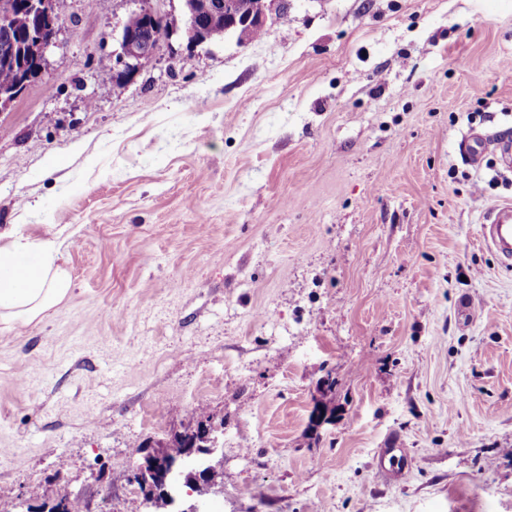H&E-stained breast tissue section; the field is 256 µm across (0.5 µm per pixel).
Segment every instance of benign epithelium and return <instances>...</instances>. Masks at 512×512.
<instances>
[{
	"label": "benign epithelium",
	"mask_w": 512,
	"mask_h": 512,
	"mask_svg": "<svg viewBox=\"0 0 512 512\" xmlns=\"http://www.w3.org/2000/svg\"><path fill=\"white\" fill-rule=\"evenodd\" d=\"M183 14L179 31L191 47L209 43L206 19L222 16L226 24L227 37L236 39L240 45L251 42L252 33L266 25L268 13L272 6L279 9L288 8V0H259L251 6L240 0H211L204 8L194 0H182ZM15 11L26 12L36 17L49 34L28 40L29 58L34 61L35 73L42 72L45 53L55 43L59 20L51 10L49 0H12L7 10L0 12V20L9 18ZM143 24L153 29V36L145 40L141 31L134 26L123 25L116 37L115 55L125 67V74L136 72L142 58L153 53L158 42L164 36L178 31L168 20L143 8L137 11ZM224 425L211 420L203 422L197 437L187 443V449L178 461H173L163 449L157 447L141 448L136 451L138 460L133 471L142 496V512H159L171 508V512H209L210 494L217 485V469L222 464L219 451L223 448ZM194 481L193 491L197 493L195 501L188 508H181L183 489L189 481ZM66 503L52 498L45 501V507L39 511L25 499L13 504L12 512H67Z\"/></svg>",
	"instance_id": "obj_1"
}]
</instances>
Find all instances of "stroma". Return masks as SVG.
<instances>
[{
  "label": "stroma",
  "mask_w": 512,
  "mask_h": 512,
  "mask_svg": "<svg viewBox=\"0 0 512 512\" xmlns=\"http://www.w3.org/2000/svg\"><path fill=\"white\" fill-rule=\"evenodd\" d=\"M144 3L180 23L67 0L0 112V226L60 233L71 279L0 325V507L139 512L136 449L204 413L211 512H512V265L481 228L512 169L458 151L512 134V0H291L112 77ZM490 142L486 135L472 132L460 141L459 151L471 166L480 168Z\"/></svg>",
  "instance_id": "1"
}]
</instances>
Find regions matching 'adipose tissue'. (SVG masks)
<instances>
[{
	"mask_svg": "<svg viewBox=\"0 0 512 512\" xmlns=\"http://www.w3.org/2000/svg\"><path fill=\"white\" fill-rule=\"evenodd\" d=\"M61 243L48 234L28 242L17 225L0 229V324H28L61 302L70 277L58 265Z\"/></svg>",
	"mask_w": 512,
	"mask_h": 512,
	"instance_id": "obj_1",
	"label": "adipose tissue"
}]
</instances>
